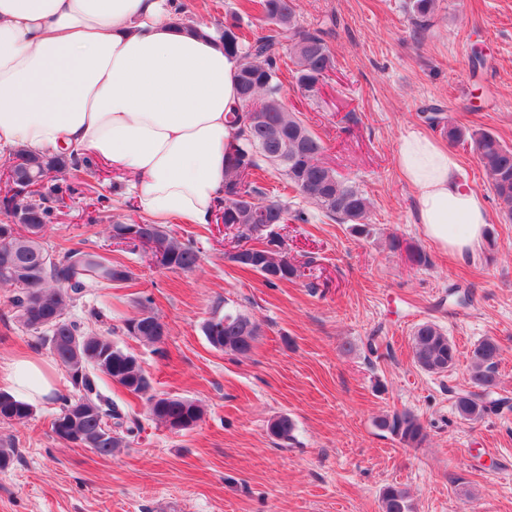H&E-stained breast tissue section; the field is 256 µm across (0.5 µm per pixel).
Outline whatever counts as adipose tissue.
<instances>
[{"mask_svg":"<svg viewBox=\"0 0 512 512\" xmlns=\"http://www.w3.org/2000/svg\"><path fill=\"white\" fill-rule=\"evenodd\" d=\"M176 0H0V152L71 150L129 177L153 222L210 223L236 134L238 63L213 33L180 27ZM396 163L426 236L473 256L489 214L432 136L402 135ZM0 391L32 404L59 392L38 358L0 360Z\"/></svg>","mask_w":512,"mask_h":512,"instance_id":"ef3b65f1","label":"adipose tissue"}]
</instances>
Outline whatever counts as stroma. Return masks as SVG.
I'll return each mask as SVG.
<instances>
[{"mask_svg": "<svg viewBox=\"0 0 512 512\" xmlns=\"http://www.w3.org/2000/svg\"><path fill=\"white\" fill-rule=\"evenodd\" d=\"M403 4L297 0L300 25L324 31L336 67L313 94L283 75L286 103L320 137L325 162L372 202L366 237L315 218L271 225L299 278L272 288L238 269L229 255L245 240L217 218L168 226L195 240L202 262L193 271L156 267L144 249L112 242L107 225L137 212L102 165L64 195L48 246L85 240L133 277L130 287L84 297L71 318L103 331L133 315L137 297L150 296L165 326L161 353L126 336L120 342L139 356L158 393L199 401L205 414L174 434L152 419L146 400L106 385L112 399L128 402L141 432L103 457L57 440L50 425L57 401L38 404L28 424L0 423V439L14 448L13 466L0 471V512H381L390 485L407 491L410 512H512V221L469 147L449 145L462 183L490 217V243L455 261L426 238L396 164L406 130L442 137L427 120L433 112L512 146V0H440L419 35ZM476 46L486 55L480 69L471 61ZM101 193L108 207L98 204ZM392 236L400 250H390ZM413 250L423 263L411 260ZM455 286L468 290L466 304L449 298ZM8 297L0 288V358L49 360ZM224 302L260 328L247 356L214 349L202 333ZM424 322L457 347L447 373L425 372L412 360L411 335ZM486 337L500 346L498 393L510 405L467 421L452 394L469 389V354ZM396 410L423 422L422 447L375 427L378 416ZM282 414L295 423L293 442L268 432Z\"/></svg>", "mask_w": 512, "mask_h": 512, "instance_id": "1", "label": "stroma"}]
</instances>
